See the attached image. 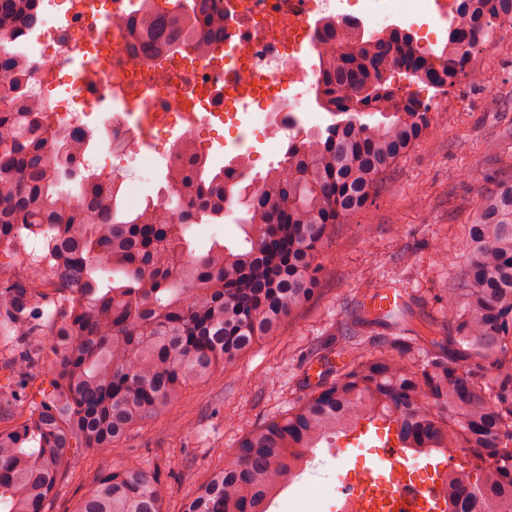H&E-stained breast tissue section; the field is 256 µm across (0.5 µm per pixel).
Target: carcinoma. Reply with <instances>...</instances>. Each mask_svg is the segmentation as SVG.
<instances>
[{"instance_id": "obj_1", "label": "carcinoma", "mask_w": 512, "mask_h": 512, "mask_svg": "<svg viewBox=\"0 0 512 512\" xmlns=\"http://www.w3.org/2000/svg\"><path fill=\"white\" fill-rule=\"evenodd\" d=\"M32 2L0 0V255L9 258L0 262L8 270L0 337L20 348L12 367L21 379L40 359L38 336H53L59 361L52 393L0 431V512H46L62 479L81 470L83 450H122L186 387L274 335L314 295L336 225L375 203L386 174L441 111L401 97L390 78L403 73L439 91L473 78L461 46L475 50L512 19V0H455L440 67L402 28L360 37L349 54L333 43L316 102L339 119L290 140L263 177L242 175L232 161L194 162L166 172L163 198L127 212L118 174L80 171L92 132L53 129L48 103L25 97L39 64L23 59L13 33L38 25ZM147 2L130 48L148 63L224 39L218 0ZM227 181L243 206L244 245L215 240L198 252L188 230L229 213ZM463 264L440 299L447 340L431 322L410 323L404 303L372 308L383 290L403 295L399 279L371 284L336 345L315 349L318 382L302 381L301 401L243 437L235 462L212 468L181 512H267L309 451L375 421L394 424L418 455L462 451L487 461L476 476L438 474L445 512H500L512 502V178L482 197ZM381 323L403 334L360 330ZM337 350L346 353L340 366ZM165 493L149 462L109 469L73 512H163Z\"/></svg>"}]
</instances>
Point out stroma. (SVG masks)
<instances>
[{
  "instance_id": "obj_1",
  "label": "stroma",
  "mask_w": 512,
  "mask_h": 512,
  "mask_svg": "<svg viewBox=\"0 0 512 512\" xmlns=\"http://www.w3.org/2000/svg\"><path fill=\"white\" fill-rule=\"evenodd\" d=\"M415 32L420 46L437 52L447 40V24L399 14L369 22L380 32L389 25ZM474 78H463L447 91L401 80L402 95L440 103L444 112L419 144L386 175L375 205L354 225H337L329 239L314 296L281 324L276 335L259 341L212 380L186 390L157 421L133 430L123 452L104 458L84 451L80 477L64 479L48 503V512H73L101 471L148 460L158 465L167 487L165 512H180L183 502L223 453L236 456L239 441L251 430L278 417L302 395L307 352L329 342L357 300L366 281L398 276L411 299L416 319L435 316L437 298L460 267L442 252L460 253L464 228L495 179L512 174V30L496 29L485 48L474 53ZM10 351L0 352V385L21 386L23 400L0 406V431L22 423L32 406L50 392L57 355L44 348L40 362L17 382ZM330 483L311 482L301 473L271 503L269 512H336Z\"/></svg>"
}]
</instances>
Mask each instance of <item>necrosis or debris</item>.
Segmentation results:
<instances>
[{
    "mask_svg": "<svg viewBox=\"0 0 512 512\" xmlns=\"http://www.w3.org/2000/svg\"><path fill=\"white\" fill-rule=\"evenodd\" d=\"M80 3L79 10L60 18L51 0H39L40 57L47 65L27 80L26 90L30 98L43 99L75 48L100 60L102 77L71 83L70 106L53 103L55 127L82 129L87 111H96L109 155L118 169L132 173L161 137L176 131L201 159L208 156V133L227 123L244 129L258 125L273 138L301 137L296 106L322 78L316 59L324 27L341 39L366 19L424 14L442 21L453 10L452 0H365L358 16L352 0H220L229 44L218 70L205 58L179 52L168 55L164 65L143 64L128 51L142 17L132 0H109L106 36L96 22L98 0ZM286 88L294 89L293 98L283 96Z\"/></svg>",
    "mask_w": 512,
    "mask_h": 512,
    "instance_id": "1",
    "label": "necrosis or debris"
}]
</instances>
